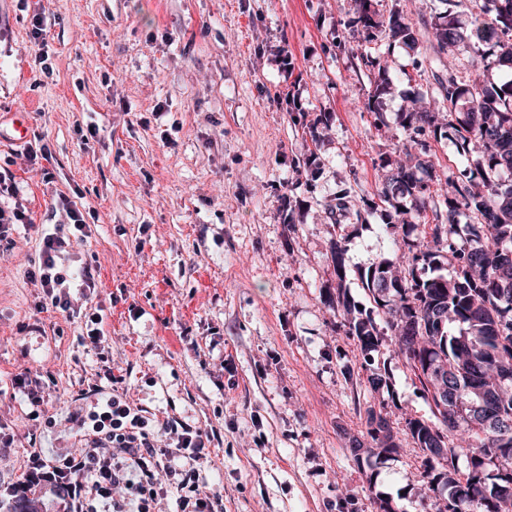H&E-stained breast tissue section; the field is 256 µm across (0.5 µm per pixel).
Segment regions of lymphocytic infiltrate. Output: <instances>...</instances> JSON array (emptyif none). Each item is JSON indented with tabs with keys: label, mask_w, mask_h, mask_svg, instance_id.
<instances>
[{
	"label": "lymphocytic infiltrate",
	"mask_w": 512,
	"mask_h": 512,
	"mask_svg": "<svg viewBox=\"0 0 512 512\" xmlns=\"http://www.w3.org/2000/svg\"><path fill=\"white\" fill-rule=\"evenodd\" d=\"M52 216V230L40 238V265L28 277L66 312L96 280L89 267L72 266L75 246L88 236L83 213L63 197ZM106 380L109 393L77 421L84 450L61 460L33 454L24 486L64 490L63 512H163L171 491L177 512H218L219 493L201 489L195 470L210 446L209 432L140 414L120 389L123 376L110 372Z\"/></svg>",
	"instance_id": "obj_1"
}]
</instances>
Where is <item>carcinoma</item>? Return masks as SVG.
<instances>
[{
	"label": "carcinoma",
	"mask_w": 512,
	"mask_h": 512,
	"mask_svg": "<svg viewBox=\"0 0 512 512\" xmlns=\"http://www.w3.org/2000/svg\"><path fill=\"white\" fill-rule=\"evenodd\" d=\"M359 22L387 33L411 50L418 48L416 31L393 8L389 15L361 13ZM438 55L448 48L471 47L481 60L491 57L512 65V0H484L471 24L462 26L446 13L428 28ZM436 98L445 110L431 103L403 113L411 129L396 147V159L381 177L380 197L396 201L386 229L410 226L419 233L416 250H393L364 275L375 308L384 315L385 331L350 299L343 288L345 246L331 244V259L338 278L336 307L342 326L357 340L364 355L375 351L390 335L396 352L403 353L429 400L434 420L406 422L417 447L424 452L420 478L423 512H501L512 503V83L500 87L462 84L451 68L433 74ZM453 129L460 153L479 154L463 177L445 179L440 192L427 193L418 172L430 167L414 152L417 134L439 128L445 114L458 105ZM354 206L345 194L327 205L334 224ZM446 212V223L431 224L427 212ZM477 220L480 231L465 248L452 240L458 217ZM456 261L455 276L441 274V250ZM367 434L373 446L358 439L351 451L357 459L397 454L393 428L386 417L366 409ZM467 469L459 471V457ZM10 512H38L34 492L18 496Z\"/></svg>",
	"instance_id": "1"
}]
</instances>
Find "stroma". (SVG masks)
Here are the masks:
<instances>
[{"label": "stroma", "instance_id": "35a3bbf8", "mask_svg": "<svg viewBox=\"0 0 512 512\" xmlns=\"http://www.w3.org/2000/svg\"><path fill=\"white\" fill-rule=\"evenodd\" d=\"M395 7L419 47L377 37L368 66L351 55L365 43L355 0H0V166L29 217L0 241V512L33 453L83 448L68 420L110 367L147 417L212 434L196 469L222 512H421L406 421L430 408L389 342L366 357L340 328L330 246L344 238L341 283L370 308L361 272L417 238L384 231L377 181L409 97L434 84L412 60L434 59L435 16L464 23L479 5L370 0ZM455 68L468 84L512 81L468 49ZM421 140L433 190L463 164L453 140ZM30 143L51 152L42 169L18 158ZM343 192L375 202L366 223H332ZM62 196L89 226L75 263L96 277L70 313L27 277ZM94 313L104 338L90 350ZM26 371L44 388L36 417L15 383ZM374 373L388 381L377 393ZM370 405L401 450L360 462L349 446L367 441Z\"/></svg>", "mask_w": 512, "mask_h": 512}]
</instances>
